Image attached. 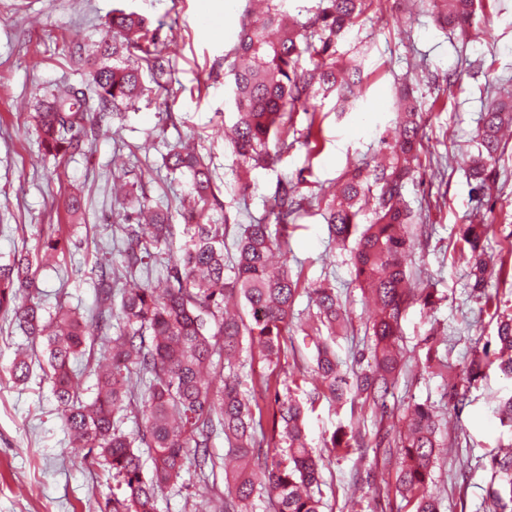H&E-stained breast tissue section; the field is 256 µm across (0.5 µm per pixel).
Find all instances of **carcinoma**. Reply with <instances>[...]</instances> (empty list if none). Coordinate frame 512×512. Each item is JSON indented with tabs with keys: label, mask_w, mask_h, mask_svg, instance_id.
I'll return each instance as SVG.
<instances>
[{
	"label": "carcinoma",
	"mask_w": 512,
	"mask_h": 512,
	"mask_svg": "<svg viewBox=\"0 0 512 512\" xmlns=\"http://www.w3.org/2000/svg\"><path fill=\"white\" fill-rule=\"evenodd\" d=\"M261 18L242 26L229 65L235 122L233 147L244 173L276 164L293 147L288 127L293 114L308 116L304 142L318 141L316 99L333 95L336 111L348 112L361 94V60L345 59L337 45L369 13L381 11L382 0H317L305 21L285 11L283 0H259ZM440 29L470 37L475 0H427ZM112 39L101 42V62L89 71L96 99L88 102L85 88L63 84L42 100L35 113L42 150L65 157L83 137L101 128L118 104L135 102L144 92L143 74L149 72L158 89L168 87L164 58L147 19L116 11ZM400 121L395 135L383 133L384 160L365 161L343 176L338 194L324 200L323 216L330 237L346 246L355 237L351 259L359 287L377 302L380 314L366 326L373 337L372 362L354 372L343 369L333 343L342 328L346 309L336 288L314 283L301 287L300 276L288 267L287 241L272 236L269 222L237 225L232 275L226 276L224 235L227 224L213 219L222 207L209 162L177 142L169 146L165 165L186 170L192 177L185 223L193 230L191 242L167 268L158 288H136L114 303L112 274L99 267L95 316L83 319L57 305L45 315L32 263L17 256L0 264V311L10 312L25 335L42 346L41 368L65 431L82 460L115 483L104 512H157L158 493L182 483L192 468L201 486L202 512H255L256 500H268L273 512H321V468L324 457L307 441V412L314 400L301 401L280 392L281 354L288 351L286 336L297 326L315 337L313 359L301 357L298 373H316L322 393L343 404L360 396L380 414L387 413V397L401 370L397 342L400 321L413 301L433 304L427 288H412L404 269L413 235L414 217L403 198V187L420 162V109L408 88L400 90ZM512 123V98L496 97L482 104L467 178L472 190L483 193L496 176L501 128ZM303 173L280 184L273 222L289 224L312 198L299 191ZM127 245L125 272L131 274L169 238L166 212L142 196L123 206ZM362 231H357L358 226ZM486 224H466L460 239L461 256L474 278L472 290L497 318L496 348L472 349L466 367L468 384L492 366L512 378V311H502L488 293L490 263L497 276L512 274V251L492 259L487 253ZM64 250L62 240L48 236L41 246L46 262ZM306 294L315 311L295 310L297 297ZM116 335H108L111 328ZM106 345L94 354L96 338ZM268 373L245 381L241 369L254 349ZM87 356L96 372V393L82 398L83 372L74 360ZM35 353L21 350L12 363L18 382L28 379ZM224 378L217 388L210 376ZM137 409L140 425L131 436L120 428L121 413ZM404 429L381 437L382 468L396 467L395 492L413 506V512H440V501L428 489L439 430L431 406L416 403L404 416ZM224 437L227 451L216 457L213 440ZM274 454L261 461L254 449L264 441ZM364 446L353 426L339 427L325 447L332 453ZM152 461L145 469L141 449ZM498 482L487 490L486 512H512V451L491 456ZM224 491H217L218 481Z\"/></svg>",
	"instance_id": "1"
}]
</instances>
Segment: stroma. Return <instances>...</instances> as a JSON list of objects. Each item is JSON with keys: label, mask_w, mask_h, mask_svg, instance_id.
<instances>
[{"label": "stroma", "mask_w": 512, "mask_h": 512, "mask_svg": "<svg viewBox=\"0 0 512 512\" xmlns=\"http://www.w3.org/2000/svg\"><path fill=\"white\" fill-rule=\"evenodd\" d=\"M250 6V0H0V264L20 253L36 255L47 235H60L64 253L54 265L36 268L39 297L47 311L62 302L92 315L96 264L111 266L119 290L157 284L166 273V259L150 260L147 271L130 277L121 268L124 231L114 182H133L138 194L167 208L166 251L174 256L188 240L182 205L191 176L166 170L169 144L195 139L220 188L223 208L216 218L248 224L264 216L282 180L303 174L306 194L319 197L334 190L346 170L373 158L381 134L397 121L398 90L408 85L423 111V140L422 167L404 190L421 217L406 271L416 287L434 289L437 302L430 309L411 303L401 319L402 371L389 399L394 412L382 417L363 400L340 404L318 394L314 372L297 375L293 359L282 360L280 374L293 383L295 397L314 401L307 430L315 452L324 454L323 440L338 425L356 423L364 433L363 450L327 457L322 489L329 512H409L399 495L379 500L370 484L355 493L350 485L357 468L375 462L376 430L400 429L405 408L414 403L432 405L440 423L431 488L441 512H482L490 456L499 442L512 440V429L494 412L499 398L512 392V379L490 369L468 388L459 409L428 359L447 361L461 378L472 347L496 339V321L470 297L468 270L455 251L461 226L477 217L489 226L492 253L512 248V141L486 196H476L465 175L481 97L512 87V0H484L476 20L490 35L470 41L439 29L427 13L413 11L410 0H385L381 19L363 20L338 46L349 55L355 45L366 49L363 98L343 113L335 98L326 99L317 148L295 142L280 162L253 170L243 190L242 164L224 139L225 125L234 120L225 57ZM116 9L158 26L169 86L120 105L81 151L59 162L42 159L37 103L56 86L84 83L92 65L88 49ZM203 13L216 29H201ZM477 60L482 68H474ZM449 72L457 83L451 95L437 96L435 82ZM74 193L84 199L78 215L66 208ZM288 265L304 283L326 280L336 287L352 318L336 338V354L347 368L366 367L371 341L364 326L373 308L355 282L349 251L331 241L321 207L307 206L289 225ZM434 327L441 335L431 345L425 337ZM29 345L12 317L0 314V512H100L112 487L75 453L41 369L33 368L23 384L11 377L15 352Z\"/></svg>", "instance_id": "1"}]
</instances>
